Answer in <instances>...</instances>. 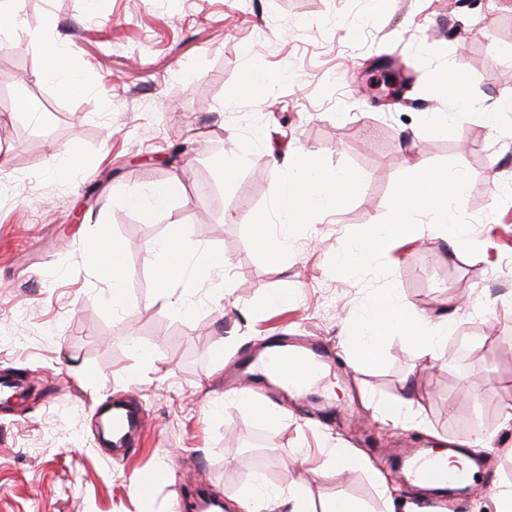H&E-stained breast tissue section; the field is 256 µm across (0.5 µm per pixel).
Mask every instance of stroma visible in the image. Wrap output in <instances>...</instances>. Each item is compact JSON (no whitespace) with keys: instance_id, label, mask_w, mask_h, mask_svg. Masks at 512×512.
<instances>
[{"instance_id":"stroma-1","label":"stroma","mask_w":512,"mask_h":512,"mask_svg":"<svg viewBox=\"0 0 512 512\" xmlns=\"http://www.w3.org/2000/svg\"><path fill=\"white\" fill-rule=\"evenodd\" d=\"M36 34L80 74L79 92L64 90L66 75L38 74ZM16 35L0 47V373L31 394L0 406V512H142L133 480L159 467L186 493L223 496L227 512L257 478L286 512L299 476L319 510L349 497L364 512H497L495 490L512 485V112L492 130L485 111L512 100V0H24ZM256 63L269 81L243 91ZM390 66L411 82L385 102L373 84ZM448 68L473 101L457 134L437 130L458 116L432 89ZM21 84L37 114L22 108ZM304 152L325 175L359 174L362 190L290 225L274 181ZM442 161L471 177L462 211L478 253L422 227L384 255L399 297L446 329L437 360L421 368L396 336L385 367H356L350 324L381 281L329 262L351 231L386 216L398 177ZM177 179L187 205L147 219L123 201ZM260 218L288 228L278 259L255 243ZM101 229L126 246L120 307L88 253ZM175 232L224 255L222 300L206 284L160 287L149 248ZM169 294L185 310L165 306ZM278 336L331 345L332 404L292 397L267 422L225 397V375ZM409 390L414 421L375 418L378 401ZM118 398L145 432L116 451L98 441L96 410ZM478 428L490 437L486 488L451 503L390 469L420 448H470ZM336 446L362 454L364 469L327 464Z\"/></svg>"}]
</instances>
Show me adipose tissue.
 <instances>
[{
    "mask_svg": "<svg viewBox=\"0 0 512 512\" xmlns=\"http://www.w3.org/2000/svg\"><path fill=\"white\" fill-rule=\"evenodd\" d=\"M304 172L289 177L276 186L280 209L293 223H305L313 214H330L344 207L358 192L360 178L353 172H341L333 177L324 176L316 161H307ZM123 247L106 234H99L90 242V254L101 276L110 286L112 305L126 304L123 267L108 266V256L121 255ZM156 259L157 277L162 286L178 282L186 288L206 283L215 290H222L217 278L225 265L223 257L204 248H189L183 236L164 238L152 246Z\"/></svg>",
    "mask_w": 512,
    "mask_h": 512,
    "instance_id": "1",
    "label": "adipose tissue"
}]
</instances>
